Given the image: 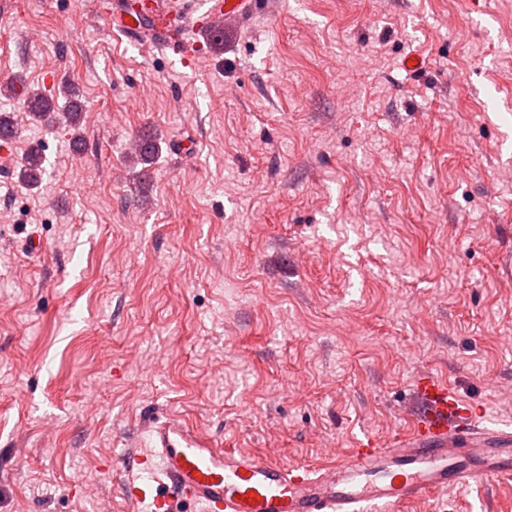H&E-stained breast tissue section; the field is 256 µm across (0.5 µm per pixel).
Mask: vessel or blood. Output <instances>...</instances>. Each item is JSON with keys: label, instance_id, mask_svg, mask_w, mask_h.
<instances>
[{"label": "vessel or blood", "instance_id": "obj_1", "mask_svg": "<svg viewBox=\"0 0 512 512\" xmlns=\"http://www.w3.org/2000/svg\"><path fill=\"white\" fill-rule=\"evenodd\" d=\"M258 0H209L208 29L242 17ZM167 0H119L105 20L133 34L143 25L168 35ZM407 433L392 440L367 435L351 452L317 469L216 447L186 421L151 417L148 446L137 456L128 498L144 512H400L407 504L512 477V423L486 419L445 381L420 375Z\"/></svg>", "mask_w": 512, "mask_h": 512}]
</instances>
